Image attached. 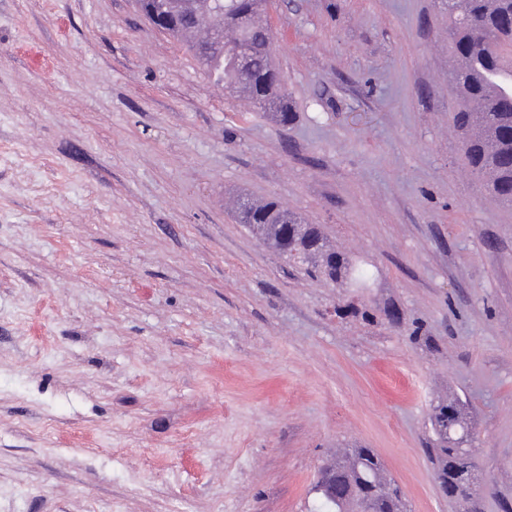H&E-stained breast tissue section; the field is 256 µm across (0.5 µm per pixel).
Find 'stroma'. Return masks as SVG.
Masks as SVG:
<instances>
[{
	"instance_id": "obj_1",
	"label": "stroma",
	"mask_w": 512,
	"mask_h": 512,
	"mask_svg": "<svg viewBox=\"0 0 512 512\" xmlns=\"http://www.w3.org/2000/svg\"><path fill=\"white\" fill-rule=\"evenodd\" d=\"M294 120L138 0H0V512H313L336 446L512 512V208L462 160L442 0H268ZM273 199L370 273L309 277L234 219ZM397 311L401 325L386 318ZM431 448L436 471L448 487L456 486L465 470L477 471L472 448H463L471 434L465 404L457 397L438 398L430 409Z\"/></svg>"
}]
</instances>
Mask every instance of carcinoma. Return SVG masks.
Wrapping results in <instances>:
<instances>
[{"label": "carcinoma", "instance_id": "cac0c4a2", "mask_svg": "<svg viewBox=\"0 0 512 512\" xmlns=\"http://www.w3.org/2000/svg\"><path fill=\"white\" fill-rule=\"evenodd\" d=\"M139 6L149 19L167 17L162 31L174 38L205 31L190 45L205 72L278 123L290 120L271 29L262 20L263 0H139ZM448 42L455 60L450 83L459 102L452 122L465 165L500 203L512 206V73L503 71L505 58L512 57V0H448ZM236 219L312 277L340 286L366 284L320 225L306 223L277 201L244 200ZM429 420L437 474L454 487L463 472L477 470L473 449L464 448L471 434L466 406L457 397L439 398ZM353 484L373 512H403L404 494L371 448H350L320 469L312 487L317 512H349V497L341 490Z\"/></svg>", "mask_w": 512, "mask_h": 512}]
</instances>
